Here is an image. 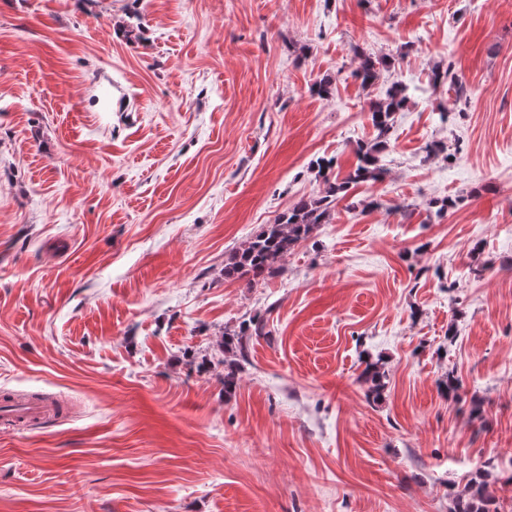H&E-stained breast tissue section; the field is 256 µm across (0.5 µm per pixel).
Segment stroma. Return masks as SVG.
Masks as SVG:
<instances>
[{
	"label": "stroma",
	"instance_id": "1",
	"mask_svg": "<svg viewBox=\"0 0 512 512\" xmlns=\"http://www.w3.org/2000/svg\"><path fill=\"white\" fill-rule=\"evenodd\" d=\"M398 81L384 178L225 277ZM0 390L65 405L0 427V512H452L481 472L512 512V0H0ZM354 55L358 59V66L353 71V76L360 80V84L364 87L371 86L378 78L381 69L389 63L384 57H375L357 48H354ZM263 329L264 325L262 321L257 318H252L242 322L238 330H234L232 333L226 332L224 341L221 343L224 354L230 356L243 351L249 337L261 336Z\"/></svg>",
	"mask_w": 512,
	"mask_h": 512
}]
</instances>
